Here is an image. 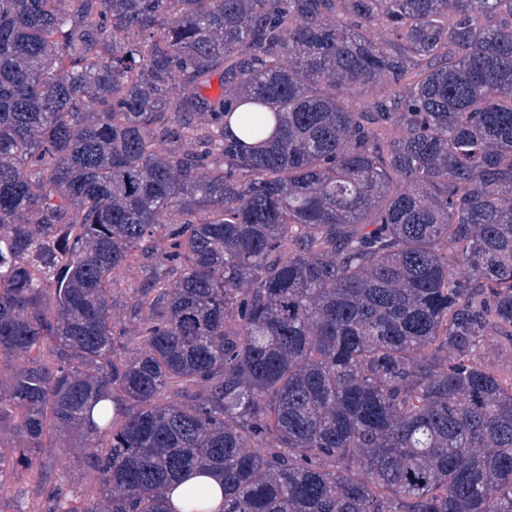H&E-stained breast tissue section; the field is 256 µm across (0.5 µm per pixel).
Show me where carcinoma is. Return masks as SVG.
Returning a JSON list of instances; mask_svg holds the SVG:
<instances>
[{
  "label": "carcinoma",
  "instance_id": "obj_1",
  "mask_svg": "<svg viewBox=\"0 0 512 512\" xmlns=\"http://www.w3.org/2000/svg\"><path fill=\"white\" fill-rule=\"evenodd\" d=\"M490 327L512 0H0V477H92L38 512H512ZM137 274L134 265L119 267L112 271V280L115 284L112 299V321L122 324L127 333L131 335L135 334V328L128 317L127 289L134 283ZM76 448H50L45 451L41 459L47 463L49 480L70 483L75 488L81 484L89 485V477L78 467H69L76 462ZM183 484L177 486L173 490L168 492V496L173 506L181 508L184 506L182 501V491L185 487L190 485H204L209 491V499L206 506L210 509L208 511L219 510L224 503V490L223 480L216 477L211 472H205L204 474H191L187 475L189 478Z\"/></svg>",
  "mask_w": 512,
  "mask_h": 512
}]
</instances>
